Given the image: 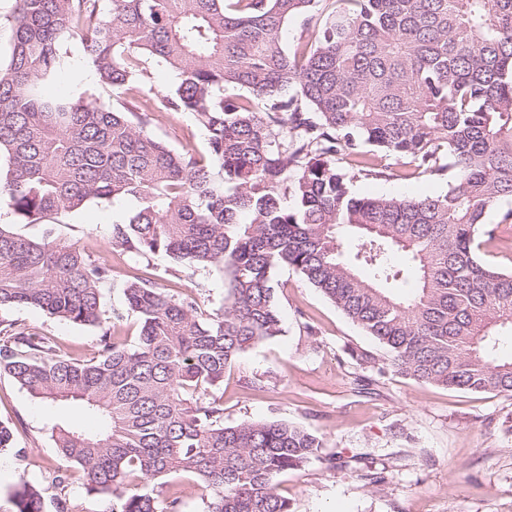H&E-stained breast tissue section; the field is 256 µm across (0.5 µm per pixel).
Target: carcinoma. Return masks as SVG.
I'll use <instances>...</instances> for the list:
<instances>
[{
  "mask_svg": "<svg viewBox=\"0 0 512 512\" xmlns=\"http://www.w3.org/2000/svg\"><path fill=\"white\" fill-rule=\"evenodd\" d=\"M16 14L0 60V204L46 230L33 240L0 226V310L37 308L99 335L97 355L81 359L0 320V370L94 419L62 420L52 437L101 512H178L163 488L184 475L205 512H292L276 480L323 442L282 420L226 426L212 395L246 350L281 335V268L386 349V362L350 352L371 372L355 377L360 392L390 364L425 384L512 396V356L500 355L512 271L482 253L496 230L488 210L512 200V0H17ZM301 16L314 23L289 51L284 31ZM66 36L84 37L112 101L43 96ZM154 60L177 73L158 101L146 88ZM157 110L192 113L207 152L157 139ZM364 144L448 189L351 195L336 156H353L358 176H388ZM114 198L134 208L112 225L113 251L220 268L224 307L205 316L194 297L134 275L123 293L139 332L116 335L121 315L102 310L112 265L53 228ZM325 461L388 484L387 467L355 455ZM0 512H42L41 491L20 481Z\"/></svg>",
  "mask_w": 512,
  "mask_h": 512,
  "instance_id": "obj_1",
  "label": "carcinoma"
}]
</instances>
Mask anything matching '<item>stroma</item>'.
Listing matches in <instances>:
<instances>
[{"instance_id": "stroma-1", "label": "stroma", "mask_w": 512, "mask_h": 512, "mask_svg": "<svg viewBox=\"0 0 512 512\" xmlns=\"http://www.w3.org/2000/svg\"><path fill=\"white\" fill-rule=\"evenodd\" d=\"M65 66L58 81L80 97L97 89V79H82L89 63L80 40L64 42ZM151 132L176 150H204L206 136L192 114L159 112ZM390 177L358 178V196H424L443 190L442 182L415 178L394 157L378 155ZM512 200L488 211L495 237L485 245L489 261L512 270V223H503ZM121 199L95 201L68 213L56 225L58 238L76 243L96 257H109L112 281L102 291L106 314L122 313L119 336L134 338L135 314L126 310L123 285L132 274L151 278L176 296L190 295L206 311L224 304V275L215 267L176 268L163 254L139 258L111 249L112 226L124 221ZM282 335L248 349L224 375L214 394L224 404V422L285 420L324 443L322 457L304 470L282 475L278 491L294 512H512V396L474 394L424 384L387 368L372 393H357V370L349 353L382 355L381 346L352 323L299 273L278 270ZM0 318L54 336L64 351L91 358L96 328L50 317L42 310L15 306ZM83 420L82 410L34 399L8 373L0 372V421L14 430L15 446L0 453V498L20 481L41 488L43 512H57V491L50 482L63 466L51 436L60 418ZM336 451L368 457L389 467L384 490L364 486L346 471L327 470L323 458Z\"/></svg>"}]
</instances>
